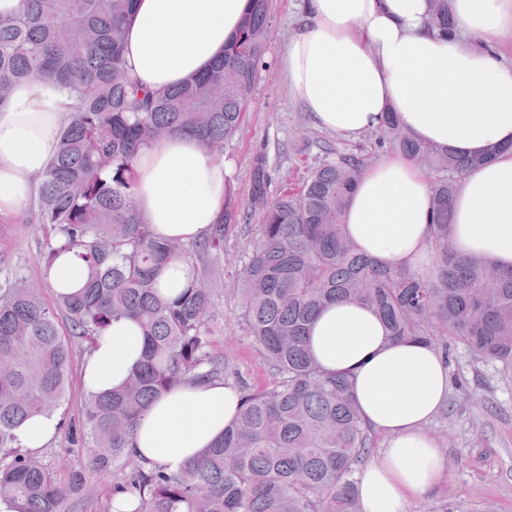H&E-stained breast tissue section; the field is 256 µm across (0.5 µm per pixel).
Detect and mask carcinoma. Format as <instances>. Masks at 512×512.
Instances as JSON below:
<instances>
[{
	"mask_svg": "<svg viewBox=\"0 0 512 512\" xmlns=\"http://www.w3.org/2000/svg\"><path fill=\"white\" fill-rule=\"evenodd\" d=\"M0 14V105L20 83L51 77L75 97L56 154L44 169L30 221L56 240L45 256L73 250L87 268L82 288L56 293L21 276L0 284V495L20 512H68L85 486L73 467L26 452L17 430L57 412L68 386L73 346L90 350L115 320L139 321L143 361L118 388L85 397L79 425H67L89 467L119 471L112 494L138 500L133 512H361L355 474L373 447L351 383L321 371L307 348L315 314L350 300L370 307L397 340L462 343L487 362L512 366V272L459 255L449 236L452 201L467 172L489 159L415 140L389 112L375 147L390 146L429 176L435 213L433 268L393 267L358 252L343 224L351 191L370 153L327 149L301 187L268 195L266 157L256 158L251 207L258 241L234 269L238 322L277 376L252 388L215 352L214 319L224 279L225 223L199 241L156 236L137 203L138 155L160 138L187 133L215 153L246 117L271 36L269 0H249L224 59L202 76L161 93L141 89L122 53L124 24L136 0H21ZM430 28L453 37L449 0H431ZM172 260L187 285L159 294ZM234 378L242 406L224 435L177 471L146 468L131 453L139 418L162 394L187 382Z\"/></svg>",
	"mask_w": 512,
	"mask_h": 512,
	"instance_id": "obj_1",
	"label": "carcinoma"
}]
</instances>
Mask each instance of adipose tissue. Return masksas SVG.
<instances>
[{
  "label": "adipose tissue",
  "instance_id": "ef3b65f1",
  "mask_svg": "<svg viewBox=\"0 0 512 512\" xmlns=\"http://www.w3.org/2000/svg\"><path fill=\"white\" fill-rule=\"evenodd\" d=\"M249 0H136L124 55L137 83L161 91L210 69L224 55ZM459 28L484 37L474 50L429 30L430 0H306L280 59L288 92L325 130L358 137L397 113L416 139L486 156L461 183L450 235L458 253L512 269V64L494 44L512 28V0H450ZM68 91L52 81L15 87L0 109V218L20 212L55 154ZM140 212L161 237L192 241L224 211L233 167L194 137L174 134L136 161ZM434 200L426 173L401 155L366 168L344 213L359 251L394 266L431 264ZM86 278L75 251L47 279L71 293ZM131 319L113 322L82 371L86 392L119 387L143 357ZM316 363L347 375L361 418L390 439L357 477L362 512H407L444 474L443 454L424 432L448 394V366L431 345L393 340L369 307L338 301L317 315L309 337ZM240 394L220 381L186 383L148 407L132 451L146 467L175 471L219 439Z\"/></svg>",
  "mask_w": 512,
  "mask_h": 512
}]
</instances>
